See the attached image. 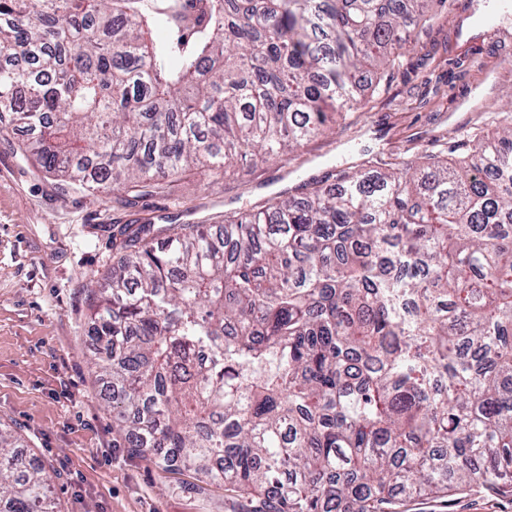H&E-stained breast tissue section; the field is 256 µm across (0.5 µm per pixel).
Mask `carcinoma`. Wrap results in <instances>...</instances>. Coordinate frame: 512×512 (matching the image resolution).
<instances>
[{
    "instance_id": "carcinoma-1",
    "label": "carcinoma",
    "mask_w": 512,
    "mask_h": 512,
    "mask_svg": "<svg viewBox=\"0 0 512 512\" xmlns=\"http://www.w3.org/2000/svg\"><path fill=\"white\" fill-rule=\"evenodd\" d=\"M434 0H0V116L132 206L329 133ZM462 165L367 159L256 213L114 224L90 365L123 447L246 512L512 493V112ZM0 427V512H55Z\"/></svg>"
}]
</instances>
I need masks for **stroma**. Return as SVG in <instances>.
I'll list each match as a JSON object with an SVG mask.
<instances>
[{"mask_svg":"<svg viewBox=\"0 0 512 512\" xmlns=\"http://www.w3.org/2000/svg\"><path fill=\"white\" fill-rule=\"evenodd\" d=\"M447 7L418 30L399 62L363 76L380 90L366 94L351 123H336L329 137L268 165L184 176L172 195L132 208L61 187L22 159L18 144L27 132L0 134V423L57 472V512H238L232 491L122 449L89 365L88 283L112 266L116 224H156L164 216L196 224L256 210L300 180L366 156L397 164L429 154L467 157V131L512 110V20L494 39L467 38L463 24L478 0H448ZM398 512H512V495L464 488L401 501Z\"/></svg>","mask_w":512,"mask_h":512,"instance_id":"1","label":"stroma"}]
</instances>
